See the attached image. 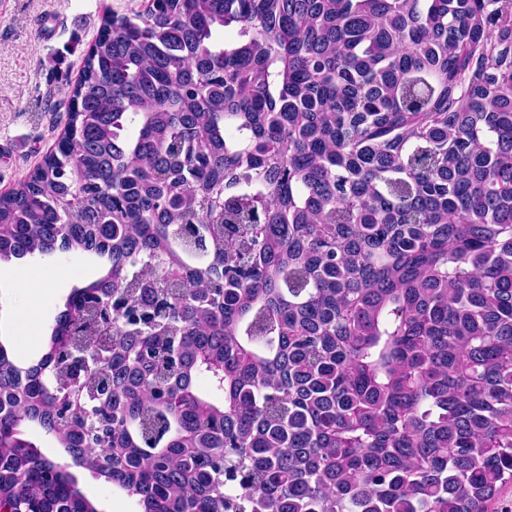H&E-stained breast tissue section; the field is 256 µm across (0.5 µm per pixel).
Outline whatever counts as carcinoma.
I'll return each instance as SVG.
<instances>
[{
    "mask_svg": "<svg viewBox=\"0 0 512 512\" xmlns=\"http://www.w3.org/2000/svg\"><path fill=\"white\" fill-rule=\"evenodd\" d=\"M67 112L0 261L109 268L36 363L0 341L5 507L97 512L75 466L138 512H489L512 0H149L103 15ZM25 434L47 457L64 459L62 449L58 448L55 440L45 435L39 428H25Z\"/></svg>",
    "mask_w": 512,
    "mask_h": 512,
    "instance_id": "1",
    "label": "carcinoma"
}]
</instances>
